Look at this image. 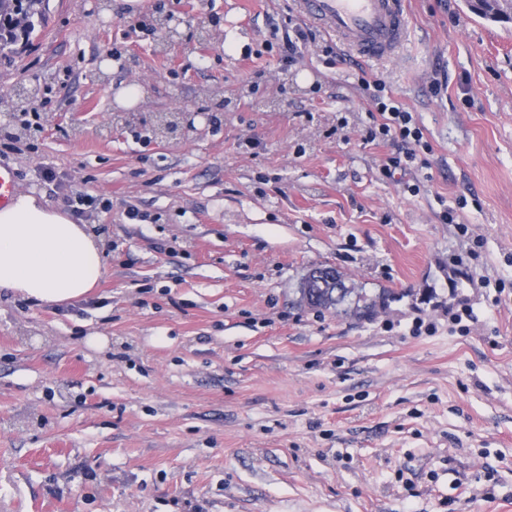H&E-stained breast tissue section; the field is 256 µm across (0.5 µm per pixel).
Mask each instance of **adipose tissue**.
I'll return each instance as SVG.
<instances>
[{"label":"adipose tissue","mask_w":512,"mask_h":512,"mask_svg":"<svg viewBox=\"0 0 512 512\" xmlns=\"http://www.w3.org/2000/svg\"><path fill=\"white\" fill-rule=\"evenodd\" d=\"M101 251L83 225L27 192L0 210V288L43 304L81 299L102 275Z\"/></svg>","instance_id":"ef3b65f1"}]
</instances>
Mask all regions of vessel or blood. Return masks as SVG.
I'll list each match as a JSON object with an SVG mask.
<instances>
[{"instance_id":"obj_1","label":"vessel or blood","mask_w":512,"mask_h":512,"mask_svg":"<svg viewBox=\"0 0 512 512\" xmlns=\"http://www.w3.org/2000/svg\"><path fill=\"white\" fill-rule=\"evenodd\" d=\"M301 14L351 51L371 59L397 55L408 36L403 0H295Z\"/></svg>"}]
</instances>
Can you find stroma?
<instances>
[{"label":"stroma","instance_id":"stroma-1","mask_svg":"<svg viewBox=\"0 0 512 512\" xmlns=\"http://www.w3.org/2000/svg\"><path fill=\"white\" fill-rule=\"evenodd\" d=\"M154 2L44 0L0 50V88L31 91L0 97V164L51 209L92 197L104 244L86 299L0 290V512H512V20L406 0L398 57L328 67L321 31L285 69L292 0H165L169 44ZM364 80L433 147L402 182ZM318 264L386 303L310 309Z\"/></svg>","mask_w":512,"mask_h":512}]
</instances>
